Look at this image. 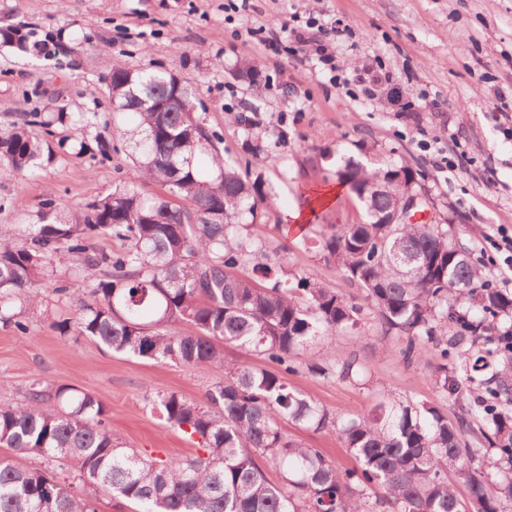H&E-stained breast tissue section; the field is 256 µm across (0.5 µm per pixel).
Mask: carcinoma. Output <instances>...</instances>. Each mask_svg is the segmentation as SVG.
<instances>
[{
    "mask_svg": "<svg viewBox=\"0 0 512 512\" xmlns=\"http://www.w3.org/2000/svg\"><path fill=\"white\" fill-rule=\"evenodd\" d=\"M115 140L98 137L103 159L127 152L144 184L119 186L80 208L43 199L24 224L0 228V324L24 334L25 310L42 303L38 283L59 274L53 291L70 294L80 275L90 287L76 317L56 321L63 338L88 336L160 365L221 367L206 402L175 392L145 401L165 423L197 441L186 458L139 452L112 435L103 402L73 386L29 384L22 407L0 408V512H96L102 491L139 512H505L512 504V293L481 280V260L459 244L451 224H382L408 192L429 205L420 173L407 164L372 171L348 158L336 177L358 191L364 219L321 234L319 248L376 310L382 331L441 359L436 385L463 401L456 420L426 403L391 393L364 416H341L288 385L296 359L315 377L366 385L354 358L320 360L314 344L357 328L361 307L313 276L269 287L237 272L246 257L269 268L263 244L242 221L265 201L224 159L219 137L170 71L112 68L106 77ZM53 120L85 129L84 116ZM49 126L24 112L0 137V165L17 174L51 163V143L31 134ZM384 180V190L370 183ZM102 238L117 250L96 246ZM268 362L228 361L224 347ZM334 431L356 460L339 469L321 449L285 433L281 421ZM35 457L40 468L19 460ZM278 466L271 482L263 465ZM81 487H76V484ZM465 487L461 494L456 484ZM381 494L370 500L368 490Z\"/></svg>",
    "mask_w": 512,
    "mask_h": 512,
    "instance_id": "carcinoma-1",
    "label": "carcinoma"
}]
</instances>
